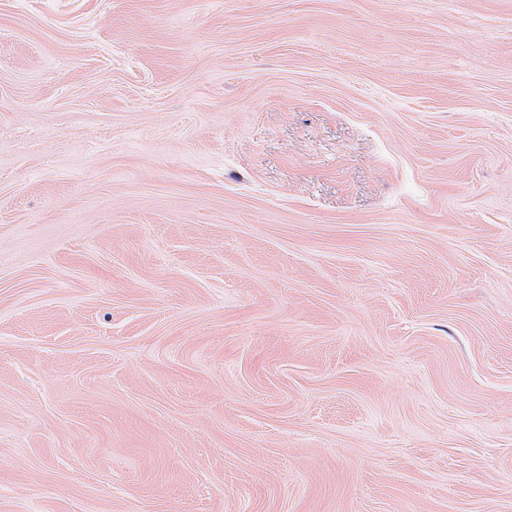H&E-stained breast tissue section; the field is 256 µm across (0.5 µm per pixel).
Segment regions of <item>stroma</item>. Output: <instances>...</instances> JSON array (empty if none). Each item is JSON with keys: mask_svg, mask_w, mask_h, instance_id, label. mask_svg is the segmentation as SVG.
Wrapping results in <instances>:
<instances>
[{"mask_svg": "<svg viewBox=\"0 0 512 512\" xmlns=\"http://www.w3.org/2000/svg\"><path fill=\"white\" fill-rule=\"evenodd\" d=\"M0 512H512V0H0Z\"/></svg>", "mask_w": 512, "mask_h": 512, "instance_id": "stroma-1", "label": "stroma"}]
</instances>
